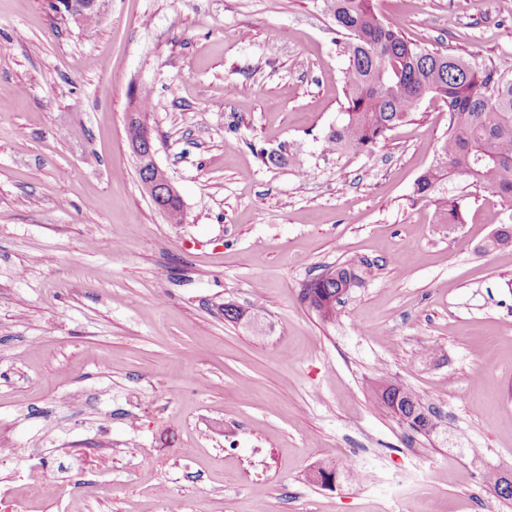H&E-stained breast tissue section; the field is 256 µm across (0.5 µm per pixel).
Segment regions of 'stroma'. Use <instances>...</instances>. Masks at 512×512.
Returning <instances> with one entry per match:
<instances>
[{
  "instance_id": "stroma-1",
  "label": "stroma",
  "mask_w": 512,
  "mask_h": 512,
  "mask_svg": "<svg viewBox=\"0 0 512 512\" xmlns=\"http://www.w3.org/2000/svg\"><path fill=\"white\" fill-rule=\"evenodd\" d=\"M50 2L0 0L6 512H512L483 483L512 471V246L484 248L512 204L456 177L465 221L442 224L416 195L445 103L330 153L347 56L323 0H105L91 32ZM377 8L421 45L512 67V0ZM135 87L182 223L139 180ZM342 263L362 281L325 321L302 290ZM378 379L436 429L383 411ZM399 392L400 396H404L406 398L404 402L406 403L409 411H412L413 408H415L418 412H420L424 408L421 404L419 396L409 389L386 383H378L375 385V393L377 395V399L382 408L387 412H390V404L388 402L391 401L392 398L395 397Z\"/></svg>"
}]
</instances>
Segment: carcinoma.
Masks as SVG:
<instances>
[{"label":"carcinoma","mask_w":512,"mask_h":512,"mask_svg":"<svg viewBox=\"0 0 512 512\" xmlns=\"http://www.w3.org/2000/svg\"><path fill=\"white\" fill-rule=\"evenodd\" d=\"M323 2L336 33L346 38L348 102L343 121L324 136L325 149L369 151L388 132L412 121L424 98L438 97L448 107V135L435 164L418 177L415 192L434 199L442 224L464 223L458 201L437 196L457 175L485 185L511 203L512 75L409 40L399 21L378 13L376 0ZM135 99L143 131L150 132L149 92L141 91ZM351 279L360 281L354 268L338 265L310 281L303 298L326 321L348 293L345 285ZM375 393L386 411L398 394L405 397L408 409H423L419 396L401 386L379 383Z\"/></svg>","instance_id":"cac0c4a2"}]
</instances>
